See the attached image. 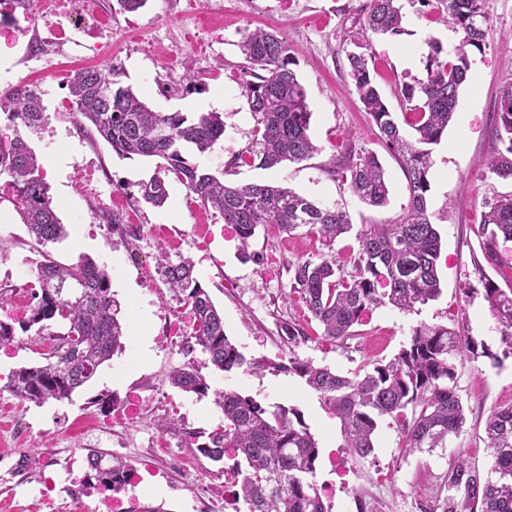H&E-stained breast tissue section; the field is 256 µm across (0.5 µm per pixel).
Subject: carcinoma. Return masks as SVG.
I'll return each mask as SVG.
<instances>
[{
  "label": "carcinoma",
  "mask_w": 512,
  "mask_h": 512,
  "mask_svg": "<svg viewBox=\"0 0 512 512\" xmlns=\"http://www.w3.org/2000/svg\"><path fill=\"white\" fill-rule=\"evenodd\" d=\"M448 24L461 34L453 49L428 41L425 77L399 83L401 113L390 110L369 67L372 36L405 34L402 0H369L360 29L347 52L349 75L366 114L379 132L381 143L398 160L406 179L408 204L393 224H367L356 232L352 271L341 274L336 258L304 261L289 267L291 293L322 327L330 342L344 343L351 329L378 307L410 311L441 295L437 260L441 236L431 222L427 195L432 167L430 146L448 134L460 89L471 68L472 55L483 53L487 12L485 0H436ZM239 49L246 65L242 94L255 120L250 145L233 156L228 168L243 165L271 169L284 162L301 163L317 153L310 136L312 112L307 91L294 66L288 43L273 30H248ZM112 88L104 98L101 89ZM72 115L88 122L118 156L151 158L157 170L140 184L144 202L156 207L169 197L166 176L174 175L196 201L212 209L235 229L242 251L260 226L273 225L291 234L299 229L326 247L351 233L346 211L327 206L282 185L227 184L199 169L187 151L211 150L224 137L218 112H156L122 84L121 73L86 67L70 85ZM42 93L20 82L0 91V116L12 125V136L0 139V203L9 202L39 246L65 239L38 158L22 131L36 133L44 122ZM414 131L405 137L402 125ZM494 138L500 148L485 161L492 178L512 181V80L499 92V107L492 117ZM335 167L349 176L352 193L363 204L384 207L391 185L387 172L372 151L350 147ZM478 234L485 261L504 278L507 289L484 277V298L496 313L504 335L512 339V275H504L498 241L512 239V191L495 192L483 199ZM36 262L31 296L35 304L28 317L0 318V349L21 342L16 330L44 335L48 322L66 321L55 332L56 346L45 361L13 370L8 389L19 400L43 404L71 399L91 381L98 369L125 350L126 325L121 306L113 297L106 268L89 256L70 265L41 253ZM167 288L189 310L192 332L182 351L186 360L174 367L170 380L186 393L205 396L211 389L190 355L201 348L219 371L241 370L251 375L287 372L313 390L340 421L343 447L361 458L374 451L379 423L392 419L400 428L402 449L408 454L445 447L462 431L465 411L456 393V359L472 361L493 357L485 345L464 333V328L422 323L412 329L409 343L388 361L376 360L344 376L327 366L289 352L273 363L247 358L224 329V317L209 292L194 276L188 259L160 268ZM288 343L307 338L293 321L281 327ZM224 425L193 436L196 451L214 463L233 461L227 471L233 487L234 512H328L324 488L317 477L320 446L301 410L277 405L269 410L235 389L215 392ZM486 447L491 450V476H483L459 454L449 463L443 491L422 512H512V404L493 411L485 423ZM88 479L120 493L132 476L130 465L118 457L91 449ZM246 510H241V507Z\"/></svg>",
  "instance_id": "carcinoma-1"
}]
</instances>
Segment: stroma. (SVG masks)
<instances>
[{
    "label": "stroma",
    "mask_w": 512,
    "mask_h": 512,
    "mask_svg": "<svg viewBox=\"0 0 512 512\" xmlns=\"http://www.w3.org/2000/svg\"><path fill=\"white\" fill-rule=\"evenodd\" d=\"M367 0H148L128 12L118 0H96L101 23L74 12L58 15L77 43L33 48V30L0 19V47L12 53V82L40 89L46 107L41 130L28 137L38 155L49 195L68 236L50 245L54 259L70 264L87 254L104 263L112 292L128 320L123 353L103 365L71 399L37 405L6 389L10 372L41 362L44 337L0 350V512H95L97 494L74 500L69 474L88 450L120 457L140 481L130 489L131 512H225L228 498L220 466L199 455L192 435L223 421L213 396L200 397L173 387L170 370L182 362L181 338L192 329L188 309L169 292L158 270L190 259L194 274L224 316L226 334L249 357L280 360L288 351L347 375L374 360H388L405 346L419 324L463 322L467 334L485 343L499 363L481 358L457 362L456 392L466 423L447 447L405 454L395 424L382 423L372 455L361 459L342 446L338 420L322 407L300 379L285 373L247 375L215 369L202 351L193 358L212 388H234L267 408L298 407L318 438L321 455L317 481L331 512H357L366 498L379 512H421L441 490L449 460L464 453L480 473L491 459L484 443L487 416L512 404V345L483 296L478 228L482 201L512 184L495 183L483 163L493 147L490 118L498 108L499 87L512 80V0H487L486 46L472 58L476 79L463 86L448 134L432 148L428 209L442 239L438 260L441 294L409 312L374 309L365 325L344 345L326 341L319 324L289 299V265L320 261L333 253L347 259L353 237L325 247L305 231L287 236L257 229L248 255H241L233 230L216 213L201 208L176 179L169 178L164 206L140 201V184L155 171L152 159L123 158L100 138L79 133L70 112L69 90L58 86L57 70L117 68L130 86L158 112H202L218 101L224 138L211 151L193 153L200 169L224 174L235 183L283 184L316 201L345 210L354 229L389 224L403 213L405 178L376 136L348 74L346 52L359 28ZM403 35L373 41L377 83L392 111H399V80L423 77L428 38L454 48L459 35L436 5L404 6ZM269 28L293 48L296 69L312 110L310 134L318 148L300 164L263 170L228 168L249 146L255 122L241 95L244 59L238 44L245 30ZM197 78L188 85L187 75ZM376 153L391 183L390 202L382 208L361 203L346 180L330 171L343 144ZM137 216V238L110 233L108 214ZM36 246L10 203L0 204L1 309L12 317L28 315L34 283ZM303 325L307 339L288 347L280 325ZM117 401L109 408L107 399ZM59 483L52 498L40 493L44 469ZM164 495H155V488Z\"/></svg>",
    "instance_id": "obj_1"
}]
</instances>
